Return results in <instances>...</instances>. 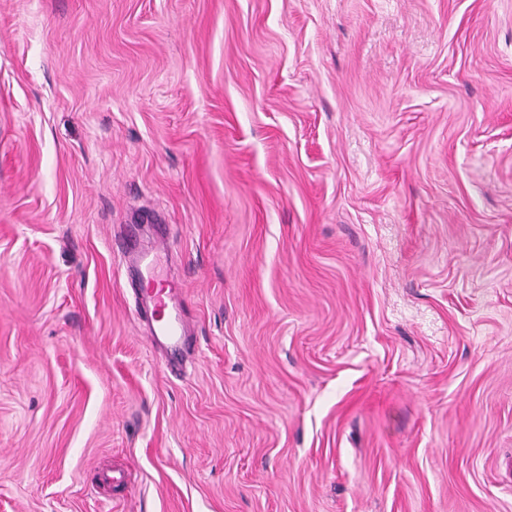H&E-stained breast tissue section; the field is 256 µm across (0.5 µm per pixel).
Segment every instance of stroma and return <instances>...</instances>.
<instances>
[{
	"label": "stroma",
	"mask_w": 512,
	"mask_h": 512,
	"mask_svg": "<svg viewBox=\"0 0 512 512\" xmlns=\"http://www.w3.org/2000/svg\"><path fill=\"white\" fill-rule=\"evenodd\" d=\"M0 512H512V0H0ZM138 296L151 308L155 321L156 336L166 339L171 346L178 350L184 337L183 318L179 304V289L172 285L167 288L145 289L135 288ZM158 309H164L165 315L156 319Z\"/></svg>",
	"instance_id": "35a3bbf8"
}]
</instances>
